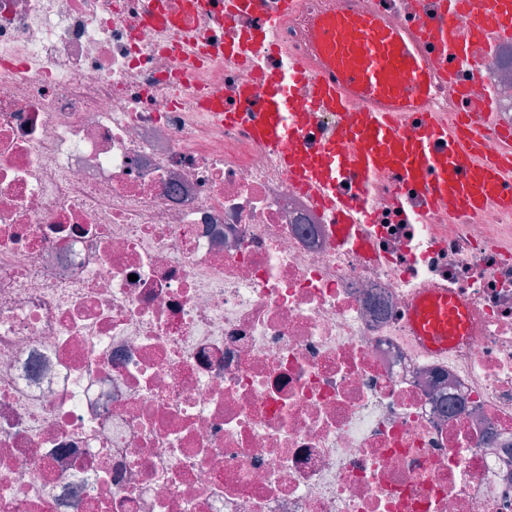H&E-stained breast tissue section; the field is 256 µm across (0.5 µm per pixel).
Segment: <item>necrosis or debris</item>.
Segmentation results:
<instances>
[{
  "mask_svg": "<svg viewBox=\"0 0 512 512\" xmlns=\"http://www.w3.org/2000/svg\"><path fill=\"white\" fill-rule=\"evenodd\" d=\"M136 2L0 0V512H512V215L336 250L198 108L248 72L185 76ZM438 276L475 313L446 361L406 334Z\"/></svg>",
  "mask_w": 512,
  "mask_h": 512,
  "instance_id": "obj_1",
  "label": "necrosis or debris"
}]
</instances>
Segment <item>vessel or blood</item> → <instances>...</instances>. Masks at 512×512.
<instances>
[{
    "label": "vessel or blood",
    "instance_id": "obj_1",
    "mask_svg": "<svg viewBox=\"0 0 512 512\" xmlns=\"http://www.w3.org/2000/svg\"><path fill=\"white\" fill-rule=\"evenodd\" d=\"M139 2L145 18L175 31L184 55L196 57L198 27L165 16L159 0ZM297 6L298 0H193L195 11L229 29L242 17L256 18L250 36L225 39L224 55L250 68L265 90L257 109L210 100L205 111L215 122L247 125L289 182L329 212L337 248H356L366 262L380 259L372 221L385 183L408 224L426 222L448 202L469 218L512 213V128L498 125L492 94L472 95L486 62L472 49L512 41V0H410L405 26L390 24L377 0H359L354 9L312 19V59L293 56L275 65L283 48L265 30ZM438 80L452 89L453 115L432 108ZM491 128L497 136L492 152L485 147ZM470 323L461 294L438 285L413 289L408 330L425 355L447 358Z\"/></svg>",
    "mask_w": 512,
    "mask_h": 512
}]
</instances>
